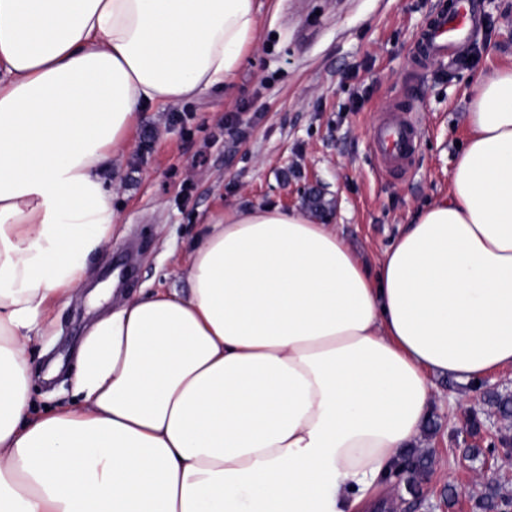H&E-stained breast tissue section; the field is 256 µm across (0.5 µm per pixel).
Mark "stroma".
<instances>
[{"label": "stroma", "mask_w": 512, "mask_h": 512, "mask_svg": "<svg viewBox=\"0 0 512 512\" xmlns=\"http://www.w3.org/2000/svg\"><path fill=\"white\" fill-rule=\"evenodd\" d=\"M259 29L228 86L141 111L129 147L112 163L119 220L92 275L113 298L184 287L174 266L202 224L234 204L303 209L310 194L367 264L402 224L448 190L468 133L479 76L512 68V0H479L476 38L423 64L416 45L449 0H256ZM413 109L418 146L405 173L381 171L372 129L389 107ZM98 313L79 288L57 304L35 337L36 368L65 365L54 383L35 376L36 410L69 402L77 348ZM430 426L417 442L433 468L419 495L398 488L391 512H476L483 484L472 471L488 457L492 408L470 386L436 378ZM467 440L455 429L468 427Z\"/></svg>", "instance_id": "stroma-1"}]
</instances>
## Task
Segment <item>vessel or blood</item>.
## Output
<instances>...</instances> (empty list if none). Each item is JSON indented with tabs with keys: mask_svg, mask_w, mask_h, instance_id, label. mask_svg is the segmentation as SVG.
Returning a JSON list of instances; mask_svg holds the SVG:
<instances>
[{
	"mask_svg": "<svg viewBox=\"0 0 512 512\" xmlns=\"http://www.w3.org/2000/svg\"><path fill=\"white\" fill-rule=\"evenodd\" d=\"M475 9V0H455L448 14L437 17L425 31L419 45L420 58L429 60L442 56L449 45L467 41L474 31ZM414 140L412 121L396 114L380 122L373 134L375 151L387 163L405 158Z\"/></svg>",
	"mask_w": 512,
	"mask_h": 512,
	"instance_id": "1",
	"label": "vessel or blood"
}]
</instances>
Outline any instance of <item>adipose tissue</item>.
Returning a JSON list of instances; mask_svg holds the SVG:
<instances>
[{"label":"adipose tissue","mask_w":512,"mask_h":512,"mask_svg":"<svg viewBox=\"0 0 512 512\" xmlns=\"http://www.w3.org/2000/svg\"><path fill=\"white\" fill-rule=\"evenodd\" d=\"M256 0H0V512H373L433 377L512 368V68L481 76L446 196L367 266L299 209L226 208L97 318L72 403L28 350L112 240L138 113L228 83Z\"/></svg>","instance_id":"adipose-tissue-1"}]
</instances>
